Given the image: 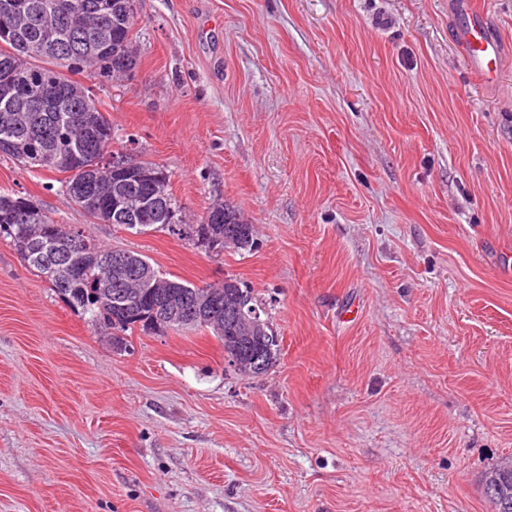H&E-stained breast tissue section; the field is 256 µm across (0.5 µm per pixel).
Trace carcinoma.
<instances>
[{
  "instance_id": "carcinoma-1",
  "label": "carcinoma",
  "mask_w": 512,
  "mask_h": 512,
  "mask_svg": "<svg viewBox=\"0 0 512 512\" xmlns=\"http://www.w3.org/2000/svg\"><path fill=\"white\" fill-rule=\"evenodd\" d=\"M22 5L23 17L17 41H0V81L14 85L15 93H24L46 85L58 86L66 92L67 112L48 111L34 116L17 111V100L0 97V156L17 161L23 168L46 169L65 174L59 192L79 206L93 221L117 223L112 211V194L117 186L112 177V165L97 160L100 154H120L126 148L112 147V123L88 93L76 74L120 80L138 64L134 48L136 39V0H110L113 14L104 16L105 38L98 47L91 46L92 36L78 32L64 22L53 8L58 0H16ZM82 148L85 162L74 166L68 160L71 152ZM149 179L142 191L164 195L176 212L178 230L175 234L195 244L205 246L213 236L232 233L238 237L237 247L253 243L254 226L244 221L240 213L225 203L209 207L198 224L182 219L180 205L170 190V176L152 162L140 161ZM53 240L70 248L79 265L75 276L58 266L51 254H42V243ZM0 240L8 242L25 265L48 280L52 287L72 306L82 309L90 321H101L123 333L138 328L143 332L207 329L224 345L232 343V333L225 320L193 314L191 321L169 327L156 325V307L168 296L193 293L196 285L170 279L154 269L159 287L150 288L141 304L124 313L104 293L103 286L112 282V267L103 266L96 251L124 254L126 250L105 248L86 238L79 230L55 223L30 199L18 194H0ZM210 290L224 302L228 296H238L250 305H257L254 290L245 282L227 278ZM255 350L265 354V371L277 362L279 337L274 333L255 343ZM511 495L504 499L484 490L494 505V512H512V471L502 472Z\"/></svg>"
}]
</instances>
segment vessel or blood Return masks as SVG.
Segmentation results:
<instances>
[{
    "instance_id": "vessel-or-blood-1",
    "label": "vessel or blood",
    "mask_w": 512,
    "mask_h": 512,
    "mask_svg": "<svg viewBox=\"0 0 512 512\" xmlns=\"http://www.w3.org/2000/svg\"><path fill=\"white\" fill-rule=\"evenodd\" d=\"M456 39L467 67L485 82H495L501 72L502 50L484 15L472 8H465L463 19L456 29Z\"/></svg>"
}]
</instances>
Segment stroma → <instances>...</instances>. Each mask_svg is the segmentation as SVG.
<instances>
[{"mask_svg": "<svg viewBox=\"0 0 512 512\" xmlns=\"http://www.w3.org/2000/svg\"><path fill=\"white\" fill-rule=\"evenodd\" d=\"M461 0H136L139 61L85 79L114 142L170 177L222 252L90 223L59 173L19 194L169 278L242 280L281 339L259 378L207 330L116 351L0 241V512H492L512 460V0L483 83Z\"/></svg>", "mask_w": 512, "mask_h": 512, "instance_id": "obj_1", "label": "stroma"}]
</instances>
